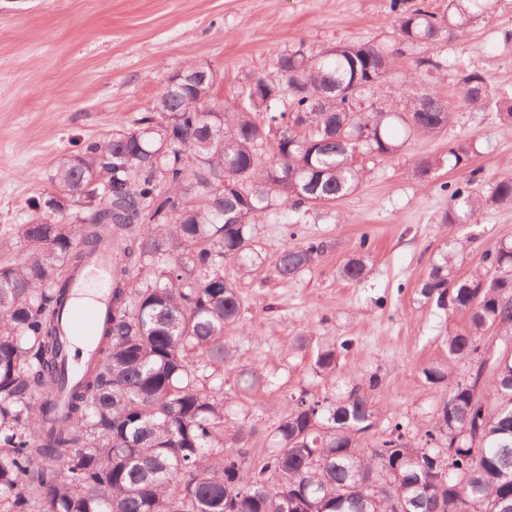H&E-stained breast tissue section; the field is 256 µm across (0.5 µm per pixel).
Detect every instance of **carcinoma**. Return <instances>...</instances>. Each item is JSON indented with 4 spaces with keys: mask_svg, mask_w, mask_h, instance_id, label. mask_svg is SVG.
<instances>
[{
    "mask_svg": "<svg viewBox=\"0 0 512 512\" xmlns=\"http://www.w3.org/2000/svg\"><path fill=\"white\" fill-rule=\"evenodd\" d=\"M476 0H390L398 43L464 38ZM401 49L346 43L313 56L277 58L285 83L254 79L246 107L220 111L205 88L165 83L141 127L86 143L61 158L53 181L86 215L50 198L24 225L26 258L0 262V512H501L512 506V245L483 251L481 268L458 274V242L445 243L418 294L466 314L445 341L448 360L421 368L441 392L420 424L380 423L368 392L379 376L351 377L339 398L291 397L262 464L248 461L246 425L226 418L223 381L212 366L235 360L224 328L240 310L224 262L252 264L253 226L287 209L333 205L365 175L357 154L385 160L412 136L444 129L455 110L507 102L477 70L460 76L462 96L412 83L392 107L383 64ZM360 88L353 100L344 91ZM362 124L374 136L358 140ZM271 152L272 159L263 155ZM454 166L469 149L448 143ZM479 169L449 196L443 223L478 220L512 207V180L476 189ZM224 185V191L214 188ZM274 273L293 279L324 242L295 241ZM369 238L340 269L369 274ZM122 248L109 266V310L76 385L65 382L60 315L74 278L99 252ZM150 263L141 286L134 268ZM466 366L460 377L453 369ZM326 374L336 351L317 354ZM496 393H483L486 375Z\"/></svg>",
    "mask_w": 512,
    "mask_h": 512,
    "instance_id": "carcinoma-1",
    "label": "carcinoma"
}]
</instances>
